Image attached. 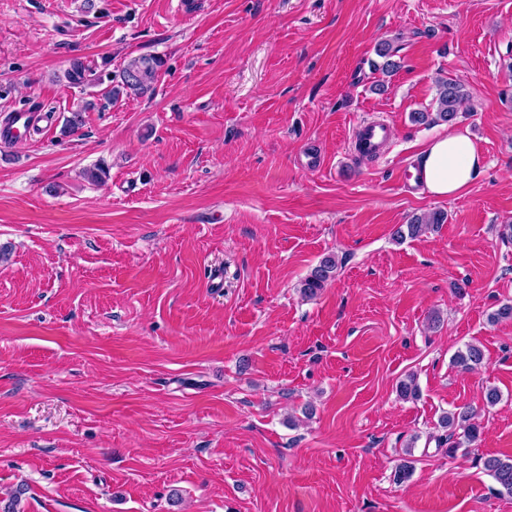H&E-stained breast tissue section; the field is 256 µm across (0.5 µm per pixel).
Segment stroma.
I'll use <instances>...</instances> for the list:
<instances>
[{
    "mask_svg": "<svg viewBox=\"0 0 512 512\" xmlns=\"http://www.w3.org/2000/svg\"><path fill=\"white\" fill-rule=\"evenodd\" d=\"M382 40L401 58L387 77ZM147 54L165 62L151 96L64 77ZM441 78L471 111L412 122ZM22 109L54 119L0 143V499L512 512L483 468L512 456V321L489 320L512 301V0H0V116ZM373 119L391 137L365 157ZM452 127L485 157L469 192L403 188ZM434 210L446 224L393 241ZM330 253L335 279L302 298ZM468 343L475 372L452 364ZM464 406L481 435L451 457L438 422Z\"/></svg>",
    "mask_w": 512,
    "mask_h": 512,
    "instance_id": "stroma-1",
    "label": "stroma"
}]
</instances>
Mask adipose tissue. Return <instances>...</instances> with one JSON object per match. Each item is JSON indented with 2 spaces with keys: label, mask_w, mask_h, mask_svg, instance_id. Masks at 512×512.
<instances>
[{
  "label": "adipose tissue",
  "mask_w": 512,
  "mask_h": 512,
  "mask_svg": "<svg viewBox=\"0 0 512 512\" xmlns=\"http://www.w3.org/2000/svg\"><path fill=\"white\" fill-rule=\"evenodd\" d=\"M484 166L485 158L471 138L452 130L432 139L421 153L418 177L424 193L457 197L468 191Z\"/></svg>",
  "instance_id": "obj_1"
}]
</instances>
